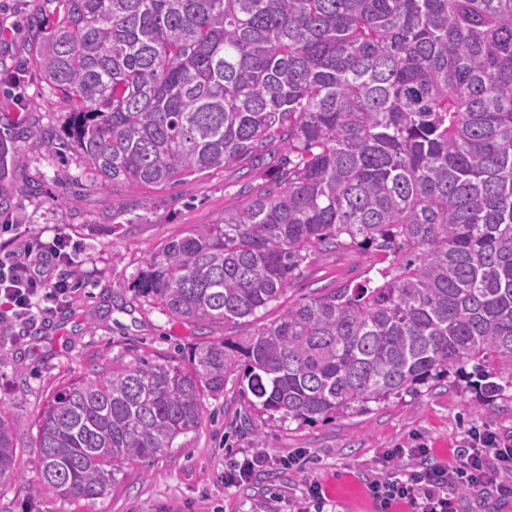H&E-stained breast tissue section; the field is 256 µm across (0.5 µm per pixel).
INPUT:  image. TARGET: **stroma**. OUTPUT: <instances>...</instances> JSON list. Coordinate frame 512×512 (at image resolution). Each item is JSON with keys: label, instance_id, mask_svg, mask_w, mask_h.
Returning <instances> with one entry per match:
<instances>
[{"label": "stroma", "instance_id": "obj_1", "mask_svg": "<svg viewBox=\"0 0 512 512\" xmlns=\"http://www.w3.org/2000/svg\"><path fill=\"white\" fill-rule=\"evenodd\" d=\"M52 0H0V133L9 148L0 165V249L10 234L68 239L76 291L50 321L0 330V404L17 424L16 476L0 484V512H298L310 484L321 485L336 512H382L369 484L388 472L419 470L425 461L457 465L468 433L480 429L512 440V398L476 401L462 384H442L371 411L301 424L261 414L230 376L207 399L202 425L156 459L125 466L111 493L95 501L63 498L40 483L32 423L48 398L72 379L112 362L158 360L193 344L239 333L235 324H197L168 316L133 287L154 251L189 225L207 224L246 205L288 156L272 143L262 156L218 167L164 188L99 189L84 157L63 143L69 106L34 63L27 31L32 15L52 13ZM127 201L118 212V201ZM378 255L360 250L320 255L303 267L264 320L283 304L318 290L355 286L375 276ZM426 448L428 459L381 458L394 448ZM300 456L230 487L224 476L243 456Z\"/></svg>", "mask_w": 512, "mask_h": 512}]
</instances>
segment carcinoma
<instances>
[{
  "mask_svg": "<svg viewBox=\"0 0 512 512\" xmlns=\"http://www.w3.org/2000/svg\"><path fill=\"white\" fill-rule=\"evenodd\" d=\"M35 63L104 190L288 162L136 278L167 315L252 324L71 380L37 421L41 481L95 500L197 430L237 372L282 420L344 417L449 376L512 391V0H55ZM385 255L368 285L258 313L322 253ZM472 371H466L467 365ZM16 474L0 407V481Z\"/></svg>",
  "mask_w": 512,
  "mask_h": 512,
  "instance_id": "obj_1",
  "label": "carcinoma"
}]
</instances>
